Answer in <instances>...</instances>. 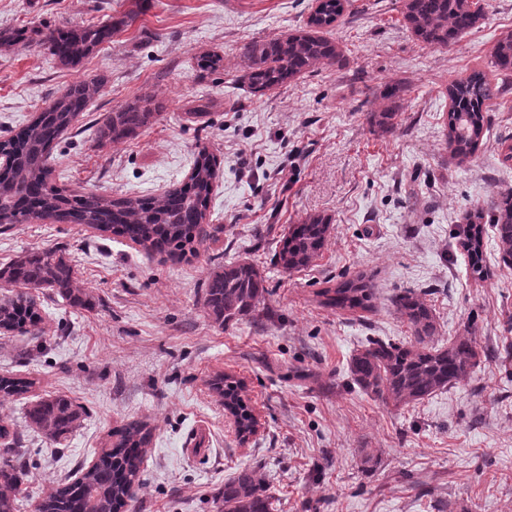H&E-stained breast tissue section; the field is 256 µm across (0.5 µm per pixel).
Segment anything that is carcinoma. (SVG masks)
Returning <instances> with one entry per match:
<instances>
[{
  "mask_svg": "<svg viewBox=\"0 0 512 512\" xmlns=\"http://www.w3.org/2000/svg\"><path fill=\"white\" fill-rule=\"evenodd\" d=\"M348 0H318L306 28L243 45L244 83L255 95L278 88L320 65L341 67L343 53L334 41L321 35L343 16ZM406 27L425 47L445 49L456 44L483 19L480 0H402ZM38 37V44L66 66H76L112 36V24L81 28L17 29L0 31V47ZM491 67L498 76L512 77V31L501 35L491 49ZM100 85L79 81L22 132L0 141V153L10 163L0 170V226L9 228L33 221L67 220L126 237L152 252L173 260L196 253L209 233L204 229L217 160L207 148L198 150L188 183L150 198H111L93 189L67 194L52 183L49 159L55 141L77 121L99 93ZM503 92L502 85L475 71L448 85L446 144L461 161L480 149L489 123L488 105ZM401 88L388 85L381 93L385 105L368 113L371 125L384 132L393 129L396 99ZM162 109L152 99L137 98L105 115L99 141L120 143L150 125ZM490 219L476 209L460 229V244L469 259L472 278L489 275L484 258L486 224H491L503 264L512 266V194H499L489 207ZM331 218L315 214L289 228L280 240L277 265L285 273L311 265L325 249ZM72 258L59 249L26 252L0 266V283L23 290L0 301V327L7 331H40L42 316L30 291L49 288L74 308H91L90 296L79 287ZM266 288L258 268L242 259L226 262L203 285V302L219 325L250 317L265 302ZM320 303L343 311L370 308L373 291L365 277L346 278L323 289ZM392 306L411 330L407 343L371 339L348 363L351 381L367 394L396 406L416 404L470 378L480 364L481 350L474 336H457L448 344L434 343L437 331L432 307L423 294L406 288L392 297ZM33 386L26 378L0 376V394L21 395ZM211 387L224 400L240 438L255 433L257 419L244 396L241 381L219 375ZM26 418L35 432L60 443L81 425L84 409L66 395H52L28 407ZM110 445L80 478L50 493L41 503L43 512H119L142 484V449L150 442L143 425L110 432ZM25 466L20 450L0 453V512H15ZM267 488L253 470H243L224 482V512H271Z\"/></svg>",
  "mask_w": 512,
  "mask_h": 512,
  "instance_id": "carcinoma-1",
  "label": "carcinoma"
}]
</instances>
